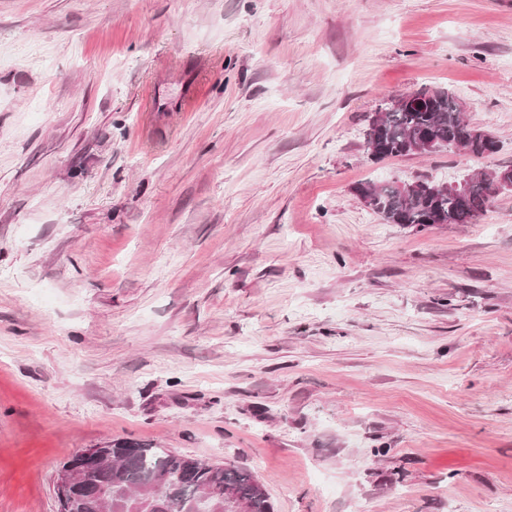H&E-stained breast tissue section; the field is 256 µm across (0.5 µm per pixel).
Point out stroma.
I'll use <instances>...</instances> for the list:
<instances>
[{
    "label": "stroma",
    "instance_id": "1",
    "mask_svg": "<svg viewBox=\"0 0 512 512\" xmlns=\"http://www.w3.org/2000/svg\"><path fill=\"white\" fill-rule=\"evenodd\" d=\"M424 85L499 150L369 160ZM504 167L512 0H0V512L118 441L275 512H512V191L352 192ZM423 184L407 194L399 190L396 181L369 180L356 184L352 190L369 195L371 200L361 196L358 199L366 207L372 204V211L385 223L417 226L427 224L425 220L429 217H435L439 224H473L502 191L485 174L471 178L464 195L439 188L429 190Z\"/></svg>",
    "mask_w": 512,
    "mask_h": 512
}]
</instances>
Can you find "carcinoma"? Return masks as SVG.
Here are the masks:
<instances>
[{"label": "carcinoma", "mask_w": 512, "mask_h": 512, "mask_svg": "<svg viewBox=\"0 0 512 512\" xmlns=\"http://www.w3.org/2000/svg\"><path fill=\"white\" fill-rule=\"evenodd\" d=\"M417 94L418 103L384 113L367 141L368 151L380 159L409 156L419 149L418 140L434 138L446 148L465 142L472 156L485 158L483 143L470 136V125L448 90L422 88ZM353 190L371 197L372 211L385 223L417 226L425 225L429 217L440 224H473L501 192L485 174L470 179L464 195L429 190L422 184L405 194L394 181L372 180L356 184ZM98 452L111 461L102 475L106 491L102 496L75 492L69 512H184L183 503L205 490L211 494L208 505L216 504L221 510L228 490L247 504L248 512H274L268 494L259 490L258 481L245 470L127 442L113 443ZM163 476L169 482L157 494L152 483Z\"/></svg>", "instance_id": "1"}]
</instances>
